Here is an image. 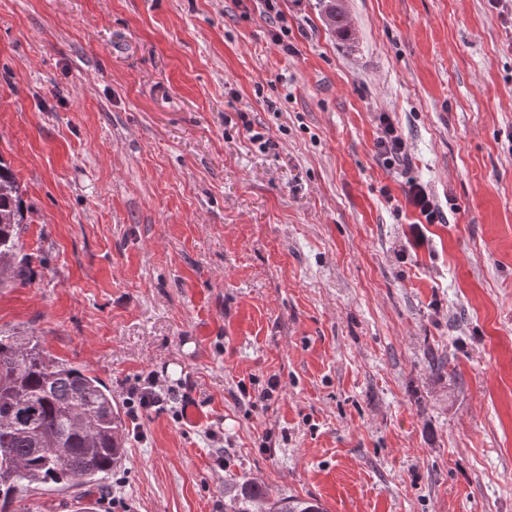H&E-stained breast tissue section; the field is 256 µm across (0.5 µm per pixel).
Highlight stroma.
I'll list each match as a JSON object with an SVG mask.
<instances>
[{
	"label": "stroma",
	"instance_id": "stroma-1",
	"mask_svg": "<svg viewBox=\"0 0 512 512\" xmlns=\"http://www.w3.org/2000/svg\"><path fill=\"white\" fill-rule=\"evenodd\" d=\"M339 7L343 37L322 0H281L278 45L261 0H0L32 270L0 330L127 421L102 491L14 512H224L246 481L326 512H512V17ZM413 183L443 223L417 225ZM147 377L164 401L130 422ZM379 121L382 131L375 142L377 151L386 159L403 161L407 157L403 138L387 114H382Z\"/></svg>",
	"mask_w": 512,
	"mask_h": 512
}]
</instances>
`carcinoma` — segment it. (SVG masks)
I'll use <instances>...</instances> for the list:
<instances>
[{
	"label": "carcinoma",
	"mask_w": 512,
	"mask_h": 512,
	"mask_svg": "<svg viewBox=\"0 0 512 512\" xmlns=\"http://www.w3.org/2000/svg\"><path fill=\"white\" fill-rule=\"evenodd\" d=\"M22 223L19 184L0 161V287L31 275ZM122 433L111 390L87 367L53 356L38 336L0 331V512H10L34 485H96L123 460ZM224 512L324 510L311 501L277 510L260 485L245 482L224 501Z\"/></svg>",
	"instance_id": "obj_1"
}]
</instances>
